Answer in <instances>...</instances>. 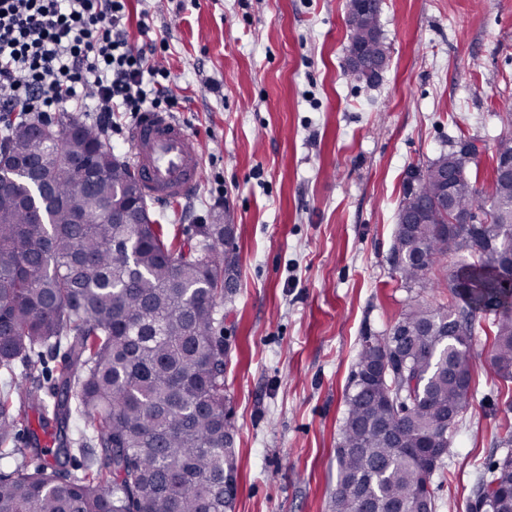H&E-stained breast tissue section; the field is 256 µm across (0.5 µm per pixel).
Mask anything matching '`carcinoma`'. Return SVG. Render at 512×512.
Returning a JSON list of instances; mask_svg holds the SVG:
<instances>
[{"label":"carcinoma","mask_w":512,"mask_h":512,"mask_svg":"<svg viewBox=\"0 0 512 512\" xmlns=\"http://www.w3.org/2000/svg\"><path fill=\"white\" fill-rule=\"evenodd\" d=\"M350 0L347 52L377 45L354 25ZM493 162L512 155V108ZM99 132L65 112L45 134L28 124L0 142L22 163L0 167V459L15 428L37 406L57 428L53 461H23L0 472V512H226L237 491L233 426L224 409V337L219 301L224 268L237 249L224 225L206 224L205 244L169 240L163 225L138 223L132 211L115 222L136 177L102 150ZM444 153L414 173L404 201L436 199ZM459 214L478 203L469 177L456 181ZM489 220L450 224L436 213L409 230L396 227L391 258L406 288L448 286L453 300L411 301L390 330L366 336L350 378L336 453L333 512H359L347 489L367 496L374 512H420L421 495L448 454V433L470 402V347L491 339L490 365L512 379V181L491 175ZM471 261L448 271L450 251ZM63 355L53 400L18 381L15 366L35 369L42 349ZM383 359L385 378L364 370ZM84 419L93 434L70 438ZM85 460L80 476L60 469L73 444ZM512 452L481 476L473 507L512 512Z\"/></svg>","instance_id":"1"}]
</instances>
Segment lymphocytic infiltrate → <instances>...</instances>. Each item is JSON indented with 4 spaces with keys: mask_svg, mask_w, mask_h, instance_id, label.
Instances as JSON below:
<instances>
[{
    "mask_svg": "<svg viewBox=\"0 0 512 512\" xmlns=\"http://www.w3.org/2000/svg\"><path fill=\"white\" fill-rule=\"evenodd\" d=\"M128 0H0V128L50 112L89 109L111 132L115 114L176 112L167 38H129Z\"/></svg>",
    "mask_w": 512,
    "mask_h": 512,
    "instance_id": "obj_1",
    "label": "lymphocytic infiltrate"
}]
</instances>
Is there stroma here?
Wrapping results in <instances>:
<instances>
[{
	"instance_id": "obj_1",
	"label": "stroma",
	"mask_w": 512,
	"mask_h": 512,
	"mask_svg": "<svg viewBox=\"0 0 512 512\" xmlns=\"http://www.w3.org/2000/svg\"><path fill=\"white\" fill-rule=\"evenodd\" d=\"M166 36L176 119L199 141L201 179L150 205L178 239L231 224L238 288L222 303L224 397L234 425L231 512H332L346 388L364 337L411 298L390 262L416 169L476 140L467 173L487 191L499 115L512 108V0H386L389 63L372 82L344 66V0H133ZM224 203L212 206L215 180ZM472 398L431 480L435 512H469L506 453L512 381L471 346Z\"/></svg>"
}]
</instances>
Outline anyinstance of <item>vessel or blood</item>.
Segmentation results:
<instances>
[{"label":"vessel or blood","mask_w":512,"mask_h":512,"mask_svg":"<svg viewBox=\"0 0 512 512\" xmlns=\"http://www.w3.org/2000/svg\"><path fill=\"white\" fill-rule=\"evenodd\" d=\"M132 162L147 198L160 202L184 197L201 176L200 143L162 112L145 113L131 132Z\"/></svg>","instance_id":"1"}]
</instances>
